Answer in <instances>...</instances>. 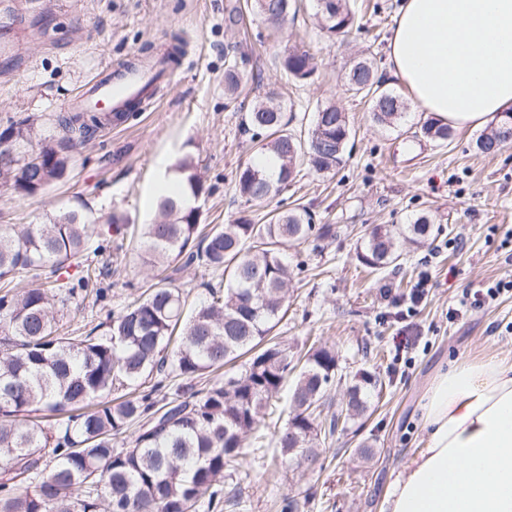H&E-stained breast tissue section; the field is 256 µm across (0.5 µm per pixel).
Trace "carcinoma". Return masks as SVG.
<instances>
[{"instance_id": "carcinoma-1", "label": "carcinoma", "mask_w": 512, "mask_h": 512, "mask_svg": "<svg viewBox=\"0 0 512 512\" xmlns=\"http://www.w3.org/2000/svg\"><path fill=\"white\" fill-rule=\"evenodd\" d=\"M267 22L279 25L296 10V0H252ZM328 37L360 26L348 0H318ZM281 67L294 81L314 73L312 56L288 49ZM347 86L371 103L372 118L392 126L401 119V96L380 88L374 58L366 53L346 66ZM275 93L253 102L245 113L246 130L266 137L255 157L240 168L237 190L262 203L279 186L293 181L306 164L329 173L346 161L351 134L345 112L334 104L318 106L307 137L289 128ZM126 112H59L51 116L58 137L32 145L31 119L0 130V187L21 195L43 192L65 177L72 152L99 131L119 125ZM475 141L477 152L501 150V125L512 112ZM423 136L445 142L446 123L428 119ZM274 159L270 175L263 160ZM180 190L156 200L158 219L142 226L140 256L171 274L127 305L102 334L70 336L59 325L55 299L95 295L99 275L88 264L92 236L105 249L124 236L127 218L114 213L99 230L75 211L39 224H0V512H219L236 498L222 484L246 460L244 441L262 438L266 418L274 414L288 373L302 364L290 392L285 423L274 430L281 463L297 468L337 433L339 419H355L368 409V393L382 386L379 376L362 370L347 387L341 409L326 419L321 406L336 383L338 358L327 345L295 357L273 330L287 307L288 245L332 227H315L304 209L276 213L262 224L247 218L236 224L201 227L198 208L186 203L208 188L192 157L173 167ZM432 219L421 215L401 226L373 228L361 237L357 254L374 270L397 267L400 242L427 244ZM201 262L224 275V291L209 289L211 300L186 313V300L174 273ZM26 271L39 284L20 288L15 274ZM248 356L243 371L198 389L193 381ZM176 374L186 380L157 400ZM156 378L140 394L118 391ZM43 413L33 423L31 414ZM139 425L129 448L112 447V437Z\"/></svg>"}]
</instances>
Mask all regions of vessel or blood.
Wrapping results in <instances>:
<instances>
[{
    "mask_svg": "<svg viewBox=\"0 0 512 512\" xmlns=\"http://www.w3.org/2000/svg\"><path fill=\"white\" fill-rule=\"evenodd\" d=\"M156 81L153 69H131L116 76L106 67L86 83L81 99L69 103L67 109L79 112L87 106L96 112H122L132 102L152 94Z\"/></svg>",
    "mask_w": 512,
    "mask_h": 512,
    "instance_id": "vessel-or-blood-1",
    "label": "vessel or blood"
}]
</instances>
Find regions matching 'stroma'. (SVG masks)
<instances>
[{
	"label": "stroma",
	"mask_w": 512,
	"mask_h": 512,
	"mask_svg": "<svg viewBox=\"0 0 512 512\" xmlns=\"http://www.w3.org/2000/svg\"><path fill=\"white\" fill-rule=\"evenodd\" d=\"M245 0H0V129L19 116L34 120L33 143L56 135L50 116L62 111L105 64L159 54L171 33L185 53L168 66L156 96L135 107L112 131L96 134L74 153L66 177L36 196L0 192V224H36L65 210L93 224L112 213L130 224L156 219L158 162L191 156L210 192L198 200L206 224L261 223L267 212L307 210L335 236L288 249V313L275 332L292 350L313 341L335 347L340 373L364 369L385 383L370 396L365 416L335 434L314 468L291 470L275 459L273 441L247 457L244 471L227 479L238 506L223 512H282L285 498L298 512H382L389 484L424 446L420 415L436 373L462 358H512V292L460 314L466 294L512 273V146L494 156L477 153L479 129L454 128L446 142L420 136L428 115L407 111L395 126L375 124L368 103L348 92L345 64L370 52L387 88L406 94L389 73L388 43L401 0H359L367 32L328 40L315 0H301L296 17L278 32L252 13L238 24L228 9ZM314 58L304 83L279 65L285 49ZM238 56V98L224 93L225 60ZM276 90L295 131H308L317 105L336 104L353 136L343 167L331 173L303 169L290 186L263 203H248L236 174L255 155L241 125V105ZM421 214L434 223L428 244L409 247L397 269L370 271L356 257L367 229L406 224ZM101 271L103 301L69 306L66 331L81 334L118 315L154 282L134 243L92 254ZM429 276L420 303L412 288ZM375 448L362 461L356 448Z\"/></svg>",
	"instance_id": "35a3bbf8"
}]
</instances>
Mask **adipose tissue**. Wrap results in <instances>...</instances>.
Here are the masks:
<instances>
[{
    "label": "adipose tissue",
    "instance_id": "ef3b65f1",
    "mask_svg": "<svg viewBox=\"0 0 512 512\" xmlns=\"http://www.w3.org/2000/svg\"><path fill=\"white\" fill-rule=\"evenodd\" d=\"M390 71L455 127L512 111V0H401ZM424 446L383 512H512V360L466 357L431 382Z\"/></svg>",
    "mask_w": 512,
    "mask_h": 512
}]
</instances>
